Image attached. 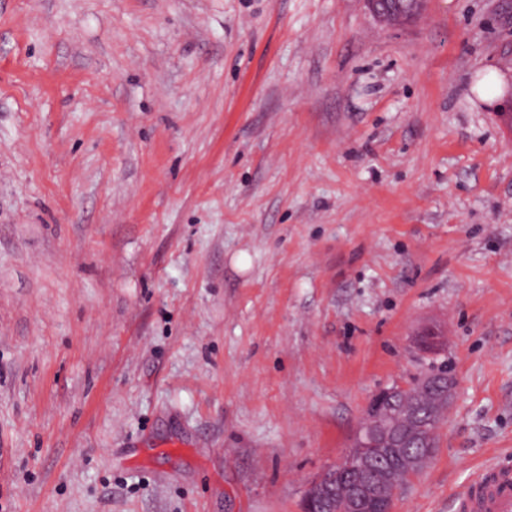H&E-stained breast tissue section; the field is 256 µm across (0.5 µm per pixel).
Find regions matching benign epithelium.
<instances>
[{"label": "benign epithelium", "mask_w": 512, "mask_h": 512, "mask_svg": "<svg viewBox=\"0 0 512 512\" xmlns=\"http://www.w3.org/2000/svg\"><path fill=\"white\" fill-rule=\"evenodd\" d=\"M372 13L384 22L418 15L424 0H366ZM395 385L375 398L377 411L369 423L360 426L358 442L346 450L332 468L308 485L303 495L304 512H362L369 500L382 501L386 492H396L408 477L418 471L425 457L407 449V444L424 437L426 423L406 430L397 427L400 410Z\"/></svg>", "instance_id": "1"}]
</instances>
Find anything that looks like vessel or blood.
I'll return each instance as SVG.
<instances>
[{
    "instance_id": "b4317fda",
    "label": "vessel or blood",
    "mask_w": 512,
    "mask_h": 512,
    "mask_svg": "<svg viewBox=\"0 0 512 512\" xmlns=\"http://www.w3.org/2000/svg\"><path fill=\"white\" fill-rule=\"evenodd\" d=\"M456 512H512V470L487 467L475 484L455 498Z\"/></svg>"
}]
</instances>
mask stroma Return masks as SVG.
Listing matches in <instances>:
<instances>
[{"instance_id":"stroma-1","label":"stroma","mask_w":512,"mask_h":512,"mask_svg":"<svg viewBox=\"0 0 512 512\" xmlns=\"http://www.w3.org/2000/svg\"><path fill=\"white\" fill-rule=\"evenodd\" d=\"M491 66L512 0H0V512H301L434 367L393 512L512 465ZM372 13L384 22L418 15L424 0H366ZM509 79L507 72L489 67L488 73L478 82L476 89L484 100H491L501 95ZM448 397H442L441 392L437 389L426 387L422 384V379L410 386L409 390L401 395V402L405 407L411 411V418L405 416L402 421V426L411 425L419 416H424V419H429L428 424L429 435L426 441H421L413 445L414 450H421L426 456L430 457L433 448H435V431L439 424L443 421L445 411L448 408L452 397L453 387L448 381V377L442 380ZM446 404V409L443 412L438 411V406Z\"/></svg>"}]
</instances>
